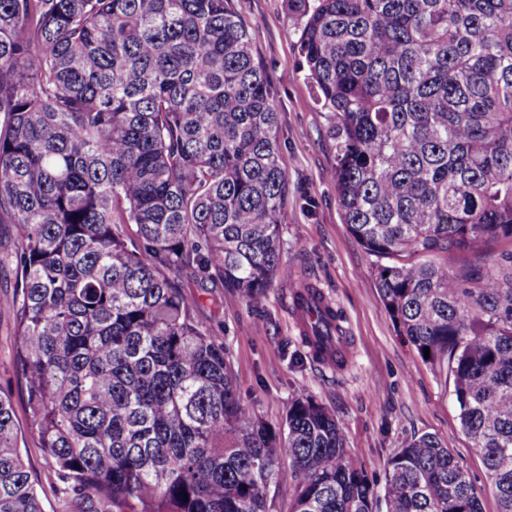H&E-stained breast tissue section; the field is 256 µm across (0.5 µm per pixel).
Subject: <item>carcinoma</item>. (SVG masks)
I'll return each instance as SVG.
<instances>
[{
	"label": "carcinoma",
	"instance_id": "obj_1",
	"mask_svg": "<svg viewBox=\"0 0 512 512\" xmlns=\"http://www.w3.org/2000/svg\"><path fill=\"white\" fill-rule=\"evenodd\" d=\"M300 53L333 123L345 223L512 512V279L416 256L512 239V0H300ZM288 192L279 113L232 0H0L4 309L28 428L69 512H379L336 417L310 398L279 430L237 394L186 274L258 304ZM336 309L311 324L318 352ZM387 512H482L425 434L390 457ZM0 512H43L0 393ZM16 248L11 225L0 224V297L14 292ZM294 475L288 461L280 465L278 481L268 493V512H292L294 500Z\"/></svg>",
	"mask_w": 512,
	"mask_h": 512
}]
</instances>
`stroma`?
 <instances>
[{
    "label": "stroma",
    "instance_id": "35a3bbf8",
    "mask_svg": "<svg viewBox=\"0 0 512 512\" xmlns=\"http://www.w3.org/2000/svg\"><path fill=\"white\" fill-rule=\"evenodd\" d=\"M233 6L251 35L279 113L288 172L280 213L285 246L281 270L255 306L182 277L184 292L199 300L197 319L222 337L242 399L270 427L282 425L293 400L312 398L336 415L348 452L363 463L378 490L390 457L421 435H435L470 475L483 512H498L482 459L461 428L452 376L424 362L399 335L376 287L378 260L344 222L333 177L330 115L315 100L299 52L300 9L294 0H233ZM448 265L453 270L472 266L499 278L511 274L512 239L457 254ZM297 283L320 288L339 311L350 342L343 367L324 368L310 356L286 303ZM15 345L13 320L1 311L0 392L12 397L24 427L21 452L45 512H64L51 464L25 428L24 398L13 369Z\"/></svg>",
    "mask_w": 512,
    "mask_h": 512
}]
</instances>
